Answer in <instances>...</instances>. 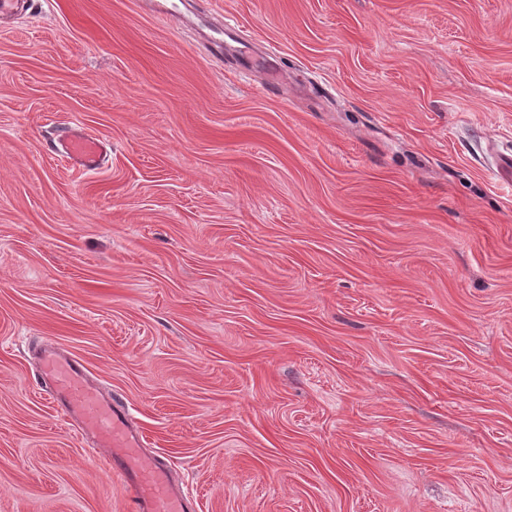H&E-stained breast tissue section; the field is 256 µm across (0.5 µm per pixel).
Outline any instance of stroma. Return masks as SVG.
<instances>
[{
  "instance_id": "obj_1",
  "label": "stroma",
  "mask_w": 512,
  "mask_h": 512,
  "mask_svg": "<svg viewBox=\"0 0 512 512\" xmlns=\"http://www.w3.org/2000/svg\"><path fill=\"white\" fill-rule=\"evenodd\" d=\"M173 2L0 17V512H128L47 347L197 512H512V0ZM109 148L106 140L71 127H63L50 144L54 157L90 174L105 165Z\"/></svg>"
}]
</instances>
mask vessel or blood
I'll list each match as a JSON object with an SVG mask.
<instances>
[{"instance_id": "vessel-or-blood-1", "label": "vessel or blood", "mask_w": 512, "mask_h": 512, "mask_svg": "<svg viewBox=\"0 0 512 512\" xmlns=\"http://www.w3.org/2000/svg\"><path fill=\"white\" fill-rule=\"evenodd\" d=\"M109 148L106 140L71 127L62 128L50 144L54 157L90 174L104 166ZM40 362L43 376L53 383V401L79 420L95 447L107 449L109 470L119 473L129 489L131 512H193V499L172 485L167 463L143 459V436L128 409L104 399L88 383L81 359L49 347L41 351Z\"/></svg>"}]
</instances>
